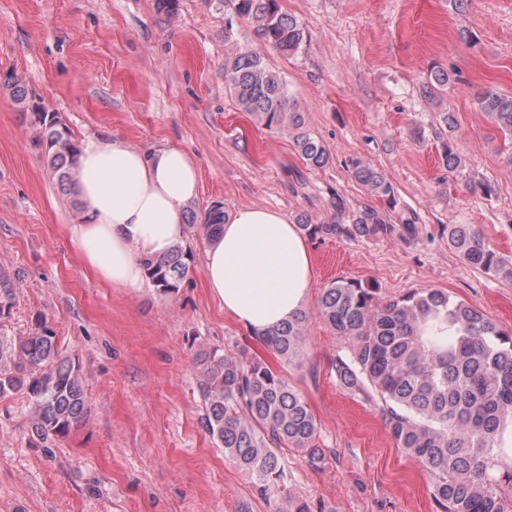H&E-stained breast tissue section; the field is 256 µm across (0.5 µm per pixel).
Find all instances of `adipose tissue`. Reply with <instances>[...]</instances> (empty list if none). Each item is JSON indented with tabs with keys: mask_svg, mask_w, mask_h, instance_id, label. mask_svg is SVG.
Instances as JSON below:
<instances>
[{
	"mask_svg": "<svg viewBox=\"0 0 512 512\" xmlns=\"http://www.w3.org/2000/svg\"><path fill=\"white\" fill-rule=\"evenodd\" d=\"M77 170L86 221L73 226L72 242L84 265L103 282L143 287L144 257L166 255L187 236L188 208L199 197L195 157L175 145L141 151L118 138H90ZM204 279L225 313L261 333L305 305L311 253L285 214L242 207L209 241Z\"/></svg>",
	"mask_w": 512,
	"mask_h": 512,
	"instance_id": "obj_1",
	"label": "adipose tissue"
}]
</instances>
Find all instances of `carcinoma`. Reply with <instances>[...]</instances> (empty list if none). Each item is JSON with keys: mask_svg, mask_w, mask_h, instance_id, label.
I'll return each mask as SVG.
<instances>
[{"mask_svg": "<svg viewBox=\"0 0 512 512\" xmlns=\"http://www.w3.org/2000/svg\"><path fill=\"white\" fill-rule=\"evenodd\" d=\"M235 16L250 21L263 43L295 56L309 41L298 20L283 12L279 0H217ZM229 91L245 112L269 128L288 123L295 149L306 166L322 168L330 160L325 146L305 128L286 83L254 50L235 53L224 65ZM0 92L17 111L32 116L41 130L44 163L60 192L81 209L75 191L80 146L60 117L29 94L16 72L0 76ZM482 112L512 148V95L488 86L478 97ZM442 161L450 173L464 167L457 148L448 143ZM354 180L389 209L366 206L349 212L333 194L336 209L328 224H301L311 236L362 239L417 236V216L396 208L391 184L377 168L353 159ZM223 206L205 213L206 238L224 226ZM448 246L469 265L487 274L512 278V262L490 249L473 224L448 225ZM148 279L161 294L178 290L192 267V255L181 246L160 258H147ZM15 276L0 268V321L10 317ZM317 311L333 334L350 343L332 369L348 395L379 406L385 427L397 447L415 459L430 478L435 512H512V469L491 465L503 432L512 427V332L501 329L483 311L440 289L413 290L384 300L373 280L332 281L319 298ZM448 326V335L434 329ZM306 314L257 338L276 356L302 365L308 338ZM201 401L200 424L235 463L250 471L257 492L267 496L286 478L281 451L295 449L314 469L327 463L317 419L304 397L281 373L242 350L228 356L202 348L194 358ZM23 392L32 402L31 428L41 439H63L88 412V398L78 362L58 346L43 315L23 336L0 332V398ZM279 512H335L321 500L288 497Z\"/></svg>", "mask_w": 512, "mask_h": 512, "instance_id": "carcinoma-1", "label": "carcinoma"}]
</instances>
